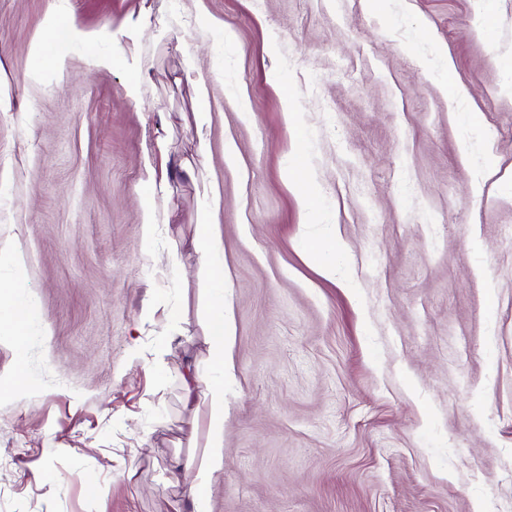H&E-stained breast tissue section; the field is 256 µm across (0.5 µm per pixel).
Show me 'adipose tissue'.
Returning <instances> with one entry per match:
<instances>
[{
  "instance_id": "1",
  "label": "adipose tissue",
  "mask_w": 512,
  "mask_h": 512,
  "mask_svg": "<svg viewBox=\"0 0 512 512\" xmlns=\"http://www.w3.org/2000/svg\"><path fill=\"white\" fill-rule=\"evenodd\" d=\"M194 247L211 275V297L206 312L207 358L195 364L183 380L186 403L204 421V443L180 467L187 478V495L191 512H210L208 490L224 460V375L227 371L229 329L224 321L223 238L220 225L210 211L197 218ZM35 310L19 295L15 284L0 280V334L22 345L35 324Z\"/></svg>"
}]
</instances>
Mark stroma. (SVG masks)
I'll return each mask as SVG.
<instances>
[{"mask_svg": "<svg viewBox=\"0 0 512 512\" xmlns=\"http://www.w3.org/2000/svg\"><path fill=\"white\" fill-rule=\"evenodd\" d=\"M53 3L0 0V246L23 259L0 277L40 315L24 350L0 339L32 382L0 400V512H190L209 204L231 331L211 512H512V0H65L119 60L62 32L61 75L33 69Z\"/></svg>", "mask_w": 512, "mask_h": 512, "instance_id": "obj_1", "label": "stroma"}]
</instances>
